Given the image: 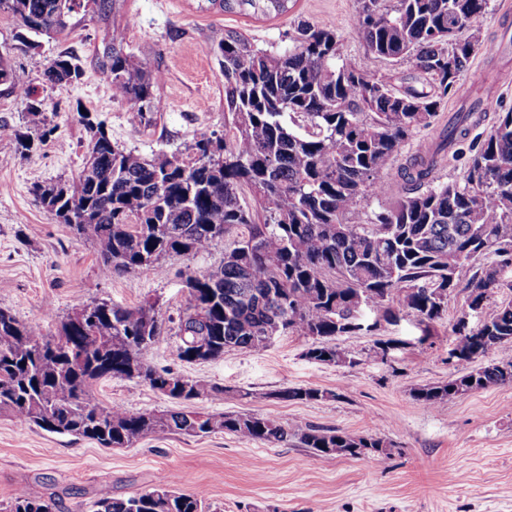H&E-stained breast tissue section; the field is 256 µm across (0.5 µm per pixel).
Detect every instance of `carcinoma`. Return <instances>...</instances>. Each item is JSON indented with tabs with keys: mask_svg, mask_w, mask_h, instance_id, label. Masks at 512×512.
<instances>
[{
	"mask_svg": "<svg viewBox=\"0 0 512 512\" xmlns=\"http://www.w3.org/2000/svg\"><path fill=\"white\" fill-rule=\"evenodd\" d=\"M226 13L277 17L294 0H207ZM364 54L343 55L336 26L301 20L288 48L258 47L238 31L211 46L224 75V136L201 129L192 154L144 156L114 144L101 123L78 113L88 133L91 172L35 187L42 206L78 239L94 243L107 276L145 274L163 258L195 257L227 241L215 269L183 271L177 316L157 302L122 307L94 301L97 321L76 327L72 315L46 333L0 309V415L21 426L71 435L103 448H128L151 435L233 434L286 444L298 440L317 459L386 452L377 438H354L305 422L282 425L249 413L130 412L103 405L93 387L117 378L149 386L180 402L224 396L223 386L159 371L150 352L166 323L174 325L177 357L189 362L197 344L205 361L228 350L259 352L270 336L295 335L325 344L306 355L325 364L353 363L326 345L374 332L404 316L430 326L447 311L458 271L480 262L469 298L479 303L474 329L456 330L453 364L461 369L496 347H512V302L490 310L512 280V109L477 136L487 112L473 105L441 129L439 141L402 156L414 134L435 125L444 100L457 93L470 60L494 47L462 36L489 0H355ZM84 0H0L31 50L39 35L67 36ZM126 28L112 26L102 69L112 96L149 124L163 109L161 72L125 51ZM380 61L411 63L421 87L397 85ZM82 69L66 52L48 59L46 81L72 85ZM27 100L23 126L0 124V138L28 156L42 142L44 102L13 78ZM469 144L461 176L442 182L448 150ZM392 173L391 181L384 174ZM250 193L262 214L242 202ZM378 209L371 210V202ZM512 382V356L445 383L415 390L432 406L462 390ZM284 400L327 397L286 388ZM54 497L16 494L3 512H56ZM89 512H202L201 499L168 481L131 496L103 487Z\"/></svg>",
	"mask_w": 512,
	"mask_h": 512,
	"instance_id": "cac0c4a2",
	"label": "carcinoma"
}]
</instances>
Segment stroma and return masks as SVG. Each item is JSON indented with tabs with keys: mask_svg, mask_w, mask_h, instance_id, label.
<instances>
[{
	"mask_svg": "<svg viewBox=\"0 0 512 512\" xmlns=\"http://www.w3.org/2000/svg\"><path fill=\"white\" fill-rule=\"evenodd\" d=\"M301 20L334 24L344 55L363 54L354 0H296L287 15L270 19L224 13L207 0H125L116 22L127 28L128 52L148 56L163 74L158 95L164 108L148 125L112 97L96 57L106 29L93 12L73 15L69 37L41 36L36 51L18 43L13 18L0 15V53L17 79L43 99L48 117L44 141L28 157H20L12 140L0 139V307L47 331L93 300L125 307L156 301L176 313L181 271L219 265L223 242L189 260L163 259L143 275L107 277L92 243L58 223L34 187L81 170L88 142L81 109L104 124L113 143L146 156L184 151L203 128L223 133L224 78L212 42L229 29L246 33L259 47L281 49ZM473 26L484 41L511 40L512 0H490ZM61 52L82 68L79 84L45 83L47 60ZM463 84L466 95L449 97L442 117L492 95L512 108V56L477 55ZM475 270L472 263L460 268V286L431 336L406 316L367 335L336 337L337 348L353 357L350 365L309 359L312 341L304 336H278L260 352L229 350L213 361L187 363L178 359L176 338L165 330L151 350L155 367L225 387L223 398L193 401L190 409L254 413L284 425L301 421L356 438L372 436L386 443L384 463L369 455L322 461L295 440L284 445L232 434L166 432L129 448H103L0 416V504L24 491L54 495L57 512H87L100 488L127 496L173 476L181 490L201 496L207 512H512V383L433 406L413 395L457 374L448 351ZM289 387L326 396L278 398ZM95 394L133 412L172 406L148 386L124 379L100 381Z\"/></svg>",
	"mask_w": 512,
	"mask_h": 512,
	"instance_id": "obj_1",
	"label": "stroma"
}]
</instances>
